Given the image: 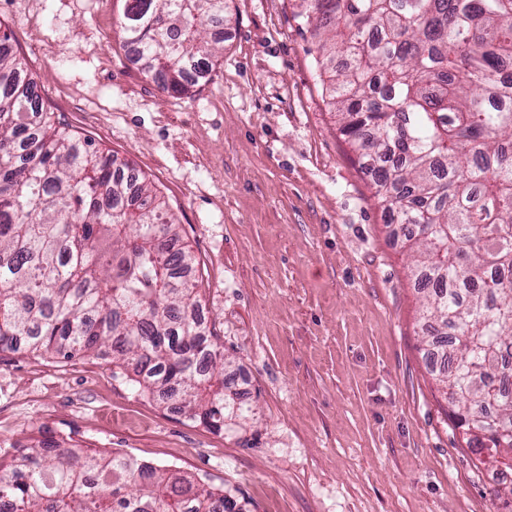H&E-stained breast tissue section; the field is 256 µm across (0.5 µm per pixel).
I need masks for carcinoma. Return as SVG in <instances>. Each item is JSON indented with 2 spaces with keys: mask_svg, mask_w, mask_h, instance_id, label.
Returning <instances> with one entry per match:
<instances>
[{
  "mask_svg": "<svg viewBox=\"0 0 512 512\" xmlns=\"http://www.w3.org/2000/svg\"><path fill=\"white\" fill-rule=\"evenodd\" d=\"M319 32L339 130L408 228L429 356L453 427L503 448L512 504V0H297ZM224 0H125L120 32L162 89L210 74ZM0 37V352L107 347L139 390L215 432L249 411L248 379L198 318L196 259L127 162L44 110ZM0 458V512H241L231 496L138 459L44 439Z\"/></svg>",
  "mask_w": 512,
  "mask_h": 512,
  "instance_id": "1",
  "label": "carcinoma"
}]
</instances>
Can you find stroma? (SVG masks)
Segmentation results:
<instances>
[{"label":"stroma","mask_w":512,"mask_h":512,"mask_svg":"<svg viewBox=\"0 0 512 512\" xmlns=\"http://www.w3.org/2000/svg\"><path fill=\"white\" fill-rule=\"evenodd\" d=\"M124 0H0L47 111L131 164L198 265L199 314L249 377L215 432L141 394L105 352H0V443L129 455L243 512H497L498 476L448 425L423 357L405 239L340 136L317 33L292 0H224V43L184 96L146 76Z\"/></svg>","instance_id":"1"}]
</instances>
